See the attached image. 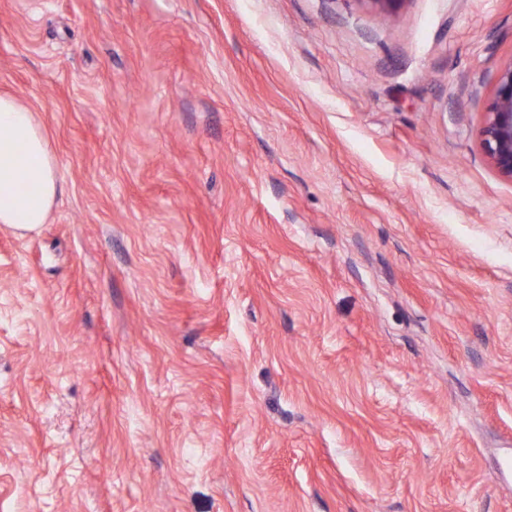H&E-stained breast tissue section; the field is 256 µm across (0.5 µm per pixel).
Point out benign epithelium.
Wrapping results in <instances>:
<instances>
[{
    "label": "benign epithelium",
    "instance_id": "benign-epithelium-1",
    "mask_svg": "<svg viewBox=\"0 0 512 512\" xmlns=\"http://www.w3.org/2000/svg\"><path fill=\"white\" fill-rule=\"evenodd\" d=\"M482 146L495 168L512 178V66L499 74L497 95L483 128Z\"/></svg>",
    "mask_w": 512,
    "mask_h": 512
}]
</instances>
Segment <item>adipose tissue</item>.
<instances>
[{
    "mask_svg": "<svg viewBox=\"0 0 512 512\" xmlns=\"http://www.w3.org/2000/svg\"><path fill=\"white\" fill-rule=\"evenodd\" d=\"M60 191L50 142L33 112L15 96L0 94V225L38 228Z\"/></svg>",
    "mask_w": 512,
    "mask_h": 512,
    "instance_id": "adipose-tissue-1",
    "label": "adipose tissue"
}]
</instances>
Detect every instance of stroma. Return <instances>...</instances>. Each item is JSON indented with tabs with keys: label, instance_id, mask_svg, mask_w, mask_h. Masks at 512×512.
<instances>
[{
	"label": "stroma",
	"instance_id": "obj_1",
	"mask_svg": "<svg viewBox=\"0 0 512 512\" xmlns=\"http://www.w3.org/2000/svg\"><path fill=\"white\" fill-rule=\"evenodd\" d=\"M511 65L512 0H0V512H512ZM482 146L495 168L512 178V65L499 74L497 95L483 128ZM60 192L50 142L34 112L15 96L0 94V224L35 230L46 223Z\"/></svg>",
	"mask_w": 512,
	"mask_h": 512
}]
</instances>
